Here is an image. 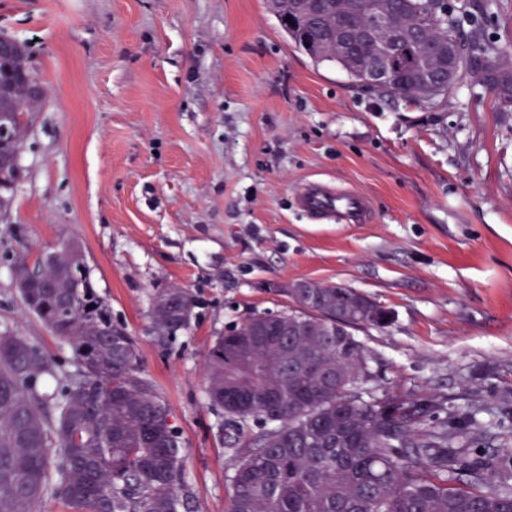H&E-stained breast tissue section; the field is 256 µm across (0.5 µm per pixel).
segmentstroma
I'll return each mask as SVG.
<instances>
[{
    "mask_svg": "<svg viewBox=\"0 0 512 512\" xmlns=\"http://www.w3.org/2000/svg\"><path fill=\"white\" fill-rule=\"evenodd\" d=\"M512 63V0L459 9ZM47 92L0 209V336L70 348L30 315L16 259L75 242L180 433L190 512H229L222 411L206 395L216 336L284 311L300 280L391 310L356 330L381 393L478 399L512 448V112L466 85L430 109L355 86L295 47L265 0H0ZM319 176L371 201L367 224L315 223L294 192ZM190 288L196 319L167 343L157 289Z\"/></svg>",
    "mask_w": 512,
    "mask_h": 512,
    "instance_id": "1",
    "label": "stroma"
}]
</instances>
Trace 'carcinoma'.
<instances>
[{
    "label": "carcinoma",
    "instance_id": "1",
    "mask_svg": "<svg viewBox=\"0 0 512 512\" xmlns=\"http://www.w3.org/2000/svg\"><path fill=\"white\" fill-rule=\"evenodd\" d=\"M389 6L429 33L418 53L460 44L466 68L457 85L481 70L512 69L481 30L464 32L448 19L444 0ZM366 10L367 0H338L335 13L309 19L284 4L277 19L297 48L360 86L369 41L343 56L326 38L334 28L363 31ZM9 42L0 55V125L11 137L0 154L14 163L0 178V208L21 178L33 113L47 99L27 44ZM452 90L415 74L375 88L432 109ZM13 276L27 310L70 347L78 379L61 382L62 361L25 337L0 336V512H34L48 495L63 496L75 512H182V442L170 409L143 375L126 325L100 321L108 303L87 280L78 248L70 242L47 263L22 257ZM286 292L296 307L250 315L209 351L207 397L224 411L225 443L236 456L230 512H512V452L495 462L473 453L495 437L476 407L450 412L436 397L378 396L366 387L373 373L353 330L388 327L389 310L339 285ZM196 305L189 288L158 289L149 313L156 340L189 328ZM281 319L310 332L253 335ZM52 382L51 393L39 391Z\"/></svg>",
    "mask_w": 512,
    "mask_h": 512
}]
</instances>
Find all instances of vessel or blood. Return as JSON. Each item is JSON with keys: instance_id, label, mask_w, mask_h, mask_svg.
Masks as SVG:
<instances>
[{"instance_id": "b4317fda", "label": "vessel or blood", "mask_w": 512, "mask_h": 512, "mask_svg": "<svg viewBox=\"0 0 512 512\" xmlns=\"http://www.w3.org/2000/svg\"><path fill=\"white\" fill-rule=\"evenodd\" d=\"M296 196L301 210L316 220L365 224L371 218V205L364 194L337 189L323 180L302 183Z\"/></svg>"}]
</instances>
